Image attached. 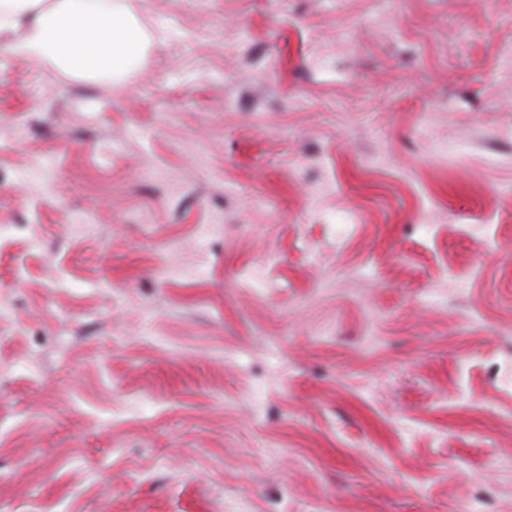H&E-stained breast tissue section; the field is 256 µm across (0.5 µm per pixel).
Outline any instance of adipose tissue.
Returning <instances> with one entry per match:
<instances>
[{
	"label": "adipose tissue",
	"instance_id": "obj_1",
	"mask_svg": "<svg viewBox=\"0 0 512 512\" xmlns=\"http://www.w3.org/2000/svg\"><path fill=\"white\" fill-rule=\"evenodd\" d=\"M0 36L14 54L81 80L146 65L149 35L122 0H0Z\"/></svg>",
	"mask_w": 512,
	"mask_h": 512
}]
</instances>
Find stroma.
I'll use <instances>...</instances> for the list:
<instances>
[{
	"mask_svg": "<svg viewBox=\"0 0 512 512\" xmlns=\"http://www.w3.org/2000/svg\"><path fill=\"white\" fill-rule=\"evenodd\" d=\"M127 2L0 50V512H512V0ZM1 46L81 80L115 79L146 65L149 35L120 1L1 0Z\"/></svg>",
	"mask_w": 512,
	"mask_h": 512,
	"instance_id": "stroma-1",
	"label": "stroma"
}]
</instances>
